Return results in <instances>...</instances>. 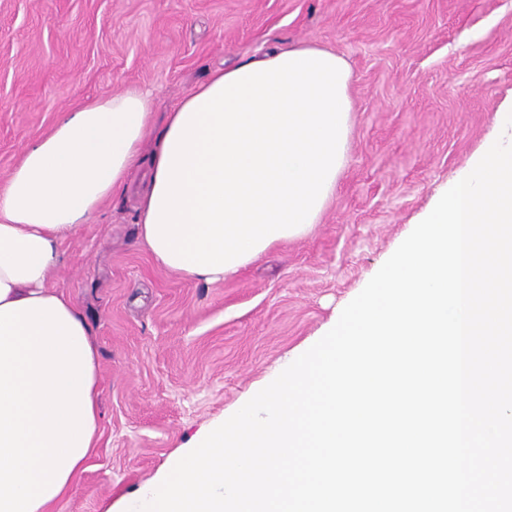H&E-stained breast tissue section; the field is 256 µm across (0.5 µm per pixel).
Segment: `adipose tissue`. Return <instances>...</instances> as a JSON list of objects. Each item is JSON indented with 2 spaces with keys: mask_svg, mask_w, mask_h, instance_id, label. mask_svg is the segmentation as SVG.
Returning <instances> with one entry per match:
<instances>
[{
  "mask_svg": "<svg viewBox=\"0 0 512 512\" xmlns=\"http://www.w3.org/2000/svg\"><path fill=\"white\" fill-rule=\"evenodd\" d=\"M350 70L317 47L214 71L158 134L139 237L155 261L215 281L306 233L348 158ZM140 87L66 113L0 184V512H48L95 446L87 322L48 289L58 246L126 187L150 129Z\"/></svg>",
  "mask_w": 512,
  "mask_h": 512,
  "instance_id": "1",
  "label": "adipose tissue"
}]
</instances>
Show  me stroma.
<instances>
[{"label":"stroma","instance_id":"stroma-1","mask_svg":"<svg viewBox=\"0 0 512 512\" xmlns=\"http://www.w3.org/2000/svg\"><path fill=\"white\" fill-rule=\"evenodd\" d=\"M316 46L351 71L350 150L318 224L208 283L160 267L129 189L61 243L50 290L99 361L96 446L50 512H125L337 322L495 133L512 102V0H0V179L82 102L154 93L167 114L210 71Z\"/></svg>","mask_w":512,"mask_h":512}]
</instances>
